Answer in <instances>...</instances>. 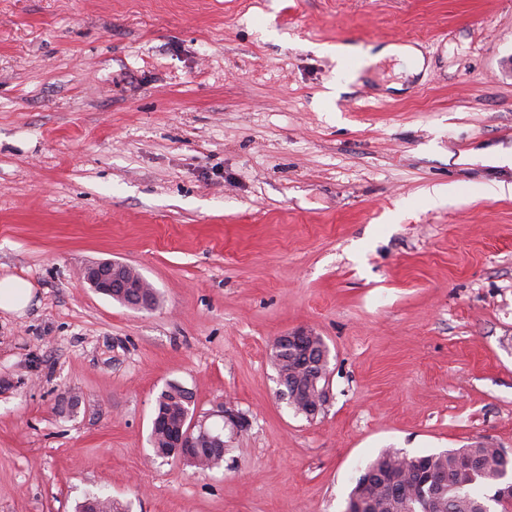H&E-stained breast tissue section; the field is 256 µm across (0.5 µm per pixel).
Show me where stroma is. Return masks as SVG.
<instances>
[{"label":"stroma","mask_w":512,"mask_h":512,"mask_svg":"<svg viewBox=\"0 0 512 512\" xmlns=\"http://www.w3.org/2000/svg\"><path fill=\"white\" fill-rule=\"evenodd\" d=\"M389 44L422 70L338 80ZM511 151L512 0H0V277L33 288L0 310V512H344L383 451L512 449ZM113 259L155 310L85 282ZM298 327L313 420L271 361ZM170 383L245 418L221 467L153 459ZM315 336L306 328H296L276 339L278 349H286L294 354L303 368L312 370L315 398L313 404L307 409L308 417H316L323 411L330 399L329 387V352L321 347L320 355L312 354Z\"/></svg>","instance_id":"stroma-1"}]
</instances>
